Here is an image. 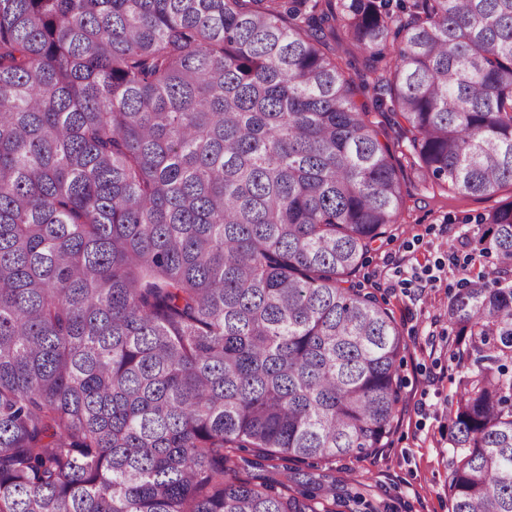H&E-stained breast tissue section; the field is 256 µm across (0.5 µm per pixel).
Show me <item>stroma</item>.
<instances>
[{
    "label": "stroma",
    "instance_id": "obj_1",
    "mask_svg": "<svg viewBox=\"0 0 512 512\" xmlns=\"http://www.w3.org/2000/svg\"><path fill=\"white\" fill-rule=\"evenodd\" d=\"M410 195L400 224L368 252L357 274L394 316L406 342L395 428L385 448L336 460L328 472L355 499L357 512H448V476L455 456L448 444V414L460 377V350L448 323V304L461 276L451 257L468 259L469 274L490 273L492 258L478 254V222L512 200L506 186L490 197L454 195L407 172ZM446 259L441 286L405 290L398 281L415 266ZM425 402L417 410V402Z\"/></svg>",
    "mask_w": 512,
    "mask_h": 512
}]
</instances>
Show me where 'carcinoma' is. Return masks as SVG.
Segmentation results:
<instances>
[{"mask_svg": "<svg viewBox=\"0 0 512 512\" xmlns=\"http://www.w3.org/2000/svg\"><path fill=\"white\" fill-rule=\"evenodd\" d=\"M391 130L445 192L512 185V0H0V512H336L296 465L400 401L352 285L405 208ZM480 223L512 265V201ZM448 321V512H512V282Z\"/></svg>", "mask_w": 512, "mask_h": 512, "instance_id": "obj_1", "label": "carcinoma"}]
</instances>
